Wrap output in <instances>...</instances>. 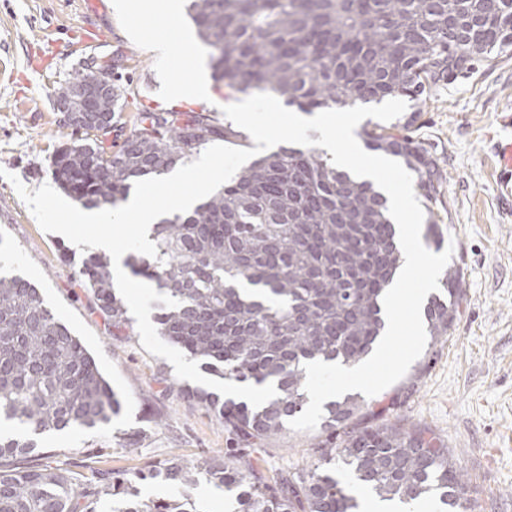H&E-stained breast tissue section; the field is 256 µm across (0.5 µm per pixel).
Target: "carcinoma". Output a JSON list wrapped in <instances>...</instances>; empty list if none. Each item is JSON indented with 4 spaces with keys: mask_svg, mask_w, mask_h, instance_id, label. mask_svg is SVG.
<instances>
[{
    "mask_svg": "<svg viewBox=\"0 0 512 512\" xmlns=\"http://www.w3.org/2000/svg\"><path fill=\"white\" fill-rule=\"evenodd\" d=\"M185 11L209 49L215 81L312 112L397 95L417 100L494 59L495 37L450 42L443 21L480 12L493 25L512 11V0H185ZM97 76L77 70L54 96ZM412 124L395 125L397 134L375 126L364 140L414 174L429 213L425 238L439 248L438 168L408 134ZM240 137L201 112H142L118 150L86 135L56 151L51 173L84 206L113 207L135 182L185 163L212 141ZM153 241L158 255L149 276L178 301L155 316L158 335L226 381L277 385L259 407L178 386L248 447L282 433L303 411L305 364L354 366L374 351L385 327L380 305L401 263L386 198L312 149L281 147L259 158L191 211L154 225ZM79 274L112 327L127 324L109 259L93 253ZM442 290L424 307L433 343L456 318L457 267L445 272ZM119 410L93 356L38 289L0 275V419L22 429L0 433V512H98L104 497L110 512H199L194 494L203 479L236 493L235 512H357V498L331 469L336 463L384 500L430 497L439 512L463 507V475L448 449L421 430L353 423L373 414L355 395L326 405L319 464L274 483L244 452L114 472L92 462L63 470L38 448L47 434L93 428ZM157 478L178 496L140 498L138 486Z\"/></svg>",
    "mask_w": 512,
    "mask_h": 512,
    "instance_id": "cac0c4a2",
    "label": "carcinoma"
}]
</instances>
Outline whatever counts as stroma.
<instances>
[{"label":"stroma","instance_id":"1","mask_svg":"<svg viewBox=\"0 0 512 512\" xmlns=\"http://www.w3.org/2000/svg\"><path fill=\"white\" fill-rule=\"evenodd\" d=\"M127 0H0V267L28 279L46 305L85 345L117 393L119 414L95 429L41 438L61 464L96 458L115 471L179 456L221 455L229 434L205 408L173 390L176 375L149 354L139 334L109 326L79 276L84 251L44 232L10 182L29 190L52 184L50 162L76 131L55 110L58 81L88 60L121 59L109 78L120 98L112 144L120 146L139 113L194 111L223 122L222 106L242 101L211 85L188 93L178 76L208 65V50L189 20L186 40L169 39L159 11L126 9ZM103 35L97 50H74L81 37ZM169 39L165 54L150 42ZM512 116V50L473 74L426 91L412 125L437 161L438 213L447 226L462 291L454 323L426 345L398 382L369 402L383 422L437 437L460 468L466 512H512V202L501 190L495 152ZM69 260H61V251ZM321 430H285L252 453L269 479L319 460ZM136 453H128L129 441Z\"/></svg>","mask_w":512,"mask_h":512}]
</instances>
